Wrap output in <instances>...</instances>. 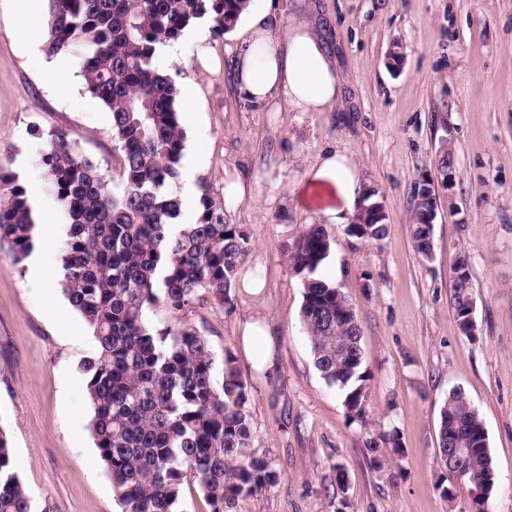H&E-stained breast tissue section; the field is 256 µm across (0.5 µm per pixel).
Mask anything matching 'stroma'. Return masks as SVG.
<instances>
[{
	"instance_id": "stroma-1",
	"label": "stroma",
	"mask_w": 512,
	"mask_h": 512,
	"mask_svg": "<svg viewBox=\"0 0 512 512\" xmlns=\"http://www.w3.org/2000/svg\"><path fill=\"white\" fill-rule=\"evenodd\" d=\"M315 3L342 74L341 104L321 112L251 107L232 89L237 43L226 35H207L206 63L189 57L170 65L176 85L196 86L198 113L183 125L187 143L207 137L196 179L219 199L231 178L253 186V200L228 215L251 238L244 270L263 276L265 287L234 289L228 307L206 298L173 313L160 304L150 323L202 331L216 359L232 351L250 386L253 447L280 481L239 498L232 512H465L469 490L451 478L437 444L439 411L456 386L484 423L497 474L485 510L512 512V0ZM44 41L41 33L22 41L11 0H0V166L50 209L36 130H64L100 160L113 186L121 153L78 66L46 70ZM395 45L404 62L394 70L386 57ZM444 140L455 152V181L439 192L427 259L414 248L412 199L419 180L436 179ZM332 150L378 188L388 225L384 239L361 241L326 224L334 243L318 270L342 284L359 320L371 375L362 423L313 365L302 284L288 267V248L304 226L326 223L325 210L340 205L329 188L310 182L318 157ZM36 234L40 269L14 265L0 251V428L36 500L50 499L58 512H122L90 430L80 366L95 350L91 330L72 306L52 316L43 297L45 282L59 280L63 232ZM463 254L476 301L472 338L448 304ZM251 317L270 330L274 367L265 373L252 368L241 344L239 324ZM392 430L401 454L379 448L383 466L371 469L368 440Z\"/></svg>"
}]
</instances>
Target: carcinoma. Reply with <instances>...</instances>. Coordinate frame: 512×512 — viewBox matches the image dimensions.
<instances>
[{"instance_id": "obj_1", "label": "carcinoma", "mask_w": 512, "mask_h": 512, "mask_svg": "<svg viewBox=\"0 0 512 512\" xmlns=\"http://www.w3.org/2000/svg\"><path fill=\"white\" fill-rule=\"evenodd\" d=\"M249 0H47L44 51L71 54L86 90L109 112L122 151V179L108 187L101 163L61 130L39 134L38 155L56 207L64 218L61 244L63 292L85 319L95 355L81 369L93 409L91 432L122 512H181L184 479L197 484L210 512H230L237 498L266 491L280 475L252 451L247 410L249 386L231 351L222 375L207 337L194 327L156 330L149 313L162 304L185 311L211 296L231 306L251 239L228 222L224 202L199 182L194 218L178 222L181 200L169 191L178 180L185 132L177 88L156 65L159 44L176 41L185 28L208 19L216 35L232 28ZM436 199L414 197L413 241L422 244L433 225L423 211ZM347 235L361 241L388 234L385 220L359 212ZM33 208L17 174L0 167V250L22 264L36 241ZM333 240L321 224H309L288 249L291 272L303 285L301 320L315 369L344 397L354 419L366 415L370 381L361 328L336 321L353 308L341 285L315 277ZM450 306L463 334L473 292L470 277L452 276ZM400 452L398 433L369 440ZM466 448L456 468L470 490L468 512H484L496 473L483 421L468 394L453 388L439 412L438 450ZM13 448L0 429V512H55L38 503L13 471Z\"/></svg>"}]
</instances>
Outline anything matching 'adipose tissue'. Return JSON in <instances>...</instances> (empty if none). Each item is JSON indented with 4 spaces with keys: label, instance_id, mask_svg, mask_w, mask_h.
Segmentation results:
<instances>
[{
    "label": "adipose tissue",
    "instance_id": "ef3b65f1",
    "mask_svg": "<svg viewBox=\"0 0 512 512\" xmlns=\"http://www.w3.org/2000/svg\"><path fill=\"white\" fill-rule=\"evenodd\" d=\"M265 0H249L236 25L241 47L231 75L238 96L252 106L273 111L289 108L321 112L342 99V79L325 41L307 17L268 24ZM317 184L336 187L342 207L325 212L328 223H350L364 184L357 167L343 154L321 156L312 169Z\"/></svg>",
    "mask_w": 512,
    "mask_h": 512
}]
</instances>
